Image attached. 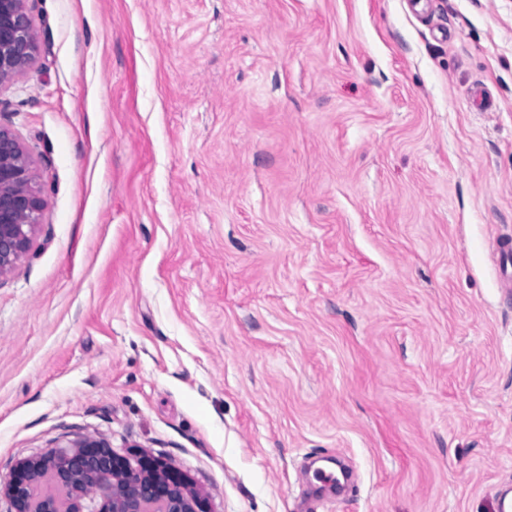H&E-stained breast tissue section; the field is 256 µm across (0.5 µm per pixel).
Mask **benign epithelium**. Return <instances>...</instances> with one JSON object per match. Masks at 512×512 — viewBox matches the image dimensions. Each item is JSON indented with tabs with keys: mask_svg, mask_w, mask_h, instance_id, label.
<instances>
[{
	"mask_svg": "<svg viewBox=\"0 0 512 512\" xmlns=\"http://www.w3.org/2000/svg\"><path fill=\"white\" fill-rule=\"evenodd\" d=\"M36 51L24 0H0V84L21 73ZM44 205L33 186L29 154L0 126V274L25 251ZM54 457L62 467L44 470L46 456L17 466L5 485L14 512H197L189 484L164 461L142 458L134 465L93 437L75 441L73 449ZM36 479L69 484L71 493L32 495Z\"/></svg>",
	"mask_w": 512,
	"mask_h": 512,
	"instance_id": "7a95c632",
	"label": "benign epithelium"
}]
</instances>
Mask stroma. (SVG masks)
<instances>
[{
    "mask_svg": "<svg viewBox=\"0 0 512 512\" xmlns=\"http://www.w3.org/2000/svg\"><path fill=\"white\" fill-rule=\"evenodd\" d=\"M25 5L0 125L46 204L0 276V482L91 436L198 512H499L512 0Z\"/></svg>",
    "mask_w": 512,
    "mask_h": 512,
    "instance_id": "1",
    "label": "stroma"
}]
</instances>
